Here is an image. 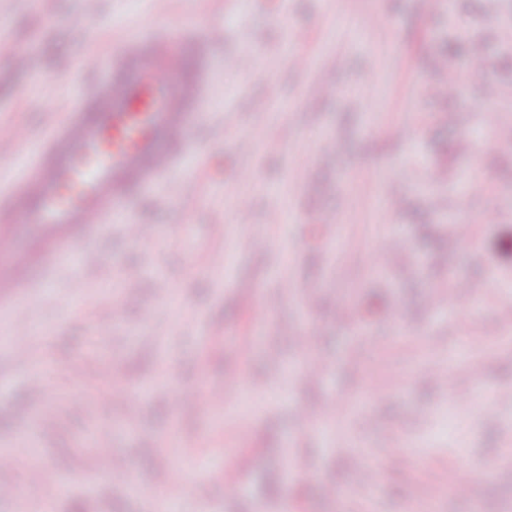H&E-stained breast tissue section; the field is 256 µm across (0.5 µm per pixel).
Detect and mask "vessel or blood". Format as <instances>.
Returning a JSON list of instances; mask_svg holds the SVG:
<instances>
[{
    "label": "vessel or blood",
    "mask_w": 512,
    "mask_h": 512,
    "mask_svg": "<svg viewBox=\"0 0 512 512\" xmlns=\"http://www.w3.org/2000/svg\"><path fill=\"white\" fill-rule=\"evenodd\" d=\"M221 29L211 25L204 38ZM201 38V39H204ZM201 39L167 29L124 39L118 56L81 58L98 83L60 120L51 121L34 157L20 170L0 224L22 226L51 261L68 255L74 229L129 216L138 191L150 190L180 165L200 115L210 74ZM23 274L9 236L0 234V287ZM81 479L135 487L128 470L100 450Z\"/></svg>",
    "instance_id": "obj_1"
}]
</instances>
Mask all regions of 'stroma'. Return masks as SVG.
<instances>
[{"label": "stroma", "instance_id": "stroma-1", "mask_svg": "<svg viewBox=\"0 0 512 512\" xmlns=\"http://www.w3.org/2000/svg\"><path fill=\"white\" fill-rule=\"evenodd\" d=\"M95 2L88 18L86 0H0V177L96 82L74 77L81 57L162 17L224 37L205 47L194 151L134 202L154 239L82 231L62 263L0 288V483L31 512H154L171 488L181 512H512V0ZM228 56L245 72H225ZM460 219L464 244L448 234ZM458 282L455 317L440 300ZM22 329L26 363L4 340ZM311 361L319 375L302 376ZM239 372L245 391L203 400ZM110 388L145 391L131 433L124 399L101 402ZM395 435L405 458L366 497L357 463H382ZM99 448L143 494L76 480ZM464 459L477 468L461 494ZM49 479L65 489L46 503Z\"/></svg>", "mask_w": 512, "mask_h": 512}]
</instances>
